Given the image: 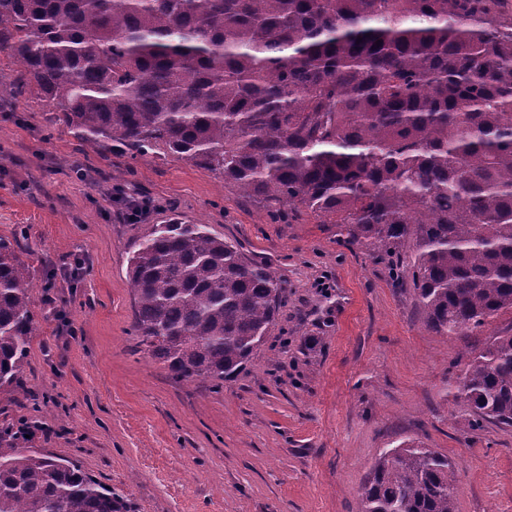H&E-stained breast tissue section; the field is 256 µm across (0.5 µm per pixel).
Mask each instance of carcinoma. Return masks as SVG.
<instances>
[{
  "label": "carcinoma",
  "mask_w": 512,
  "mask_h": 512,
  "mask_svg": "<svg viewBox=\"0 0 512 512\" xmlns=\"http://www.w3.org/2000/svg\"><path fill=\"white\" fill-rule=\"evenodd\" d=\"M0 50L91 145L210 171L269 208L409 255L424 327L467 336L512 311V0H0ZM127 276L140 344L218 388L264 344L283 292L207 224H149ZM30 266L0 239V388L37 326ZM471 426L512 428V336L467 351ZM457 465L382 452L359 512H456ZM0 512H135L71 459L0 432Z\"/></svg>",
  "instance_id": "obj_1"
}]
</instances>
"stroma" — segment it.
<instances>
[{
	"mask_svg": "<svg viewBox=\"0 0 512 512\" xmlns=\"http://www.w3.org/2000/svg\"><path fill=\"white\" fill-rule=\"evenodd\" d=\"M173 218L284 281L263 346L219 388L173 381L132 329L129 252ZM0 238L31 267L39 327L0 429L34 423L24 448L79 462L136 512H358L376 458L412 439L457 463V512H512V428H472L454 397L465 350L512 333V313L434 335L411 287L335 225L273 217L174 157L87 144L22 95L0 99Z\"/></svg>",
	"mask_w": 512,
	"mask_h": 512,
	"instance_id": "stroma-1",
	"label": "stroma"
}]
</instances>
